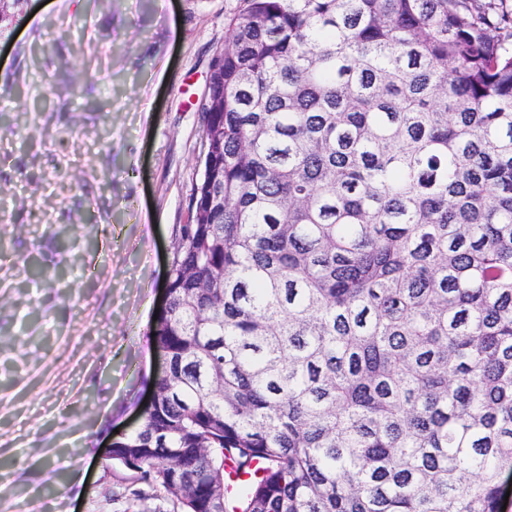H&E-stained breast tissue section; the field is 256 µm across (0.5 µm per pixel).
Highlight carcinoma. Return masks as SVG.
I'll return each mask as SVG.
<instances>
[{
    "label": "carcinoma",
    "instance_id": "cac0c4a2",
    "mask_svg": "<svg viewBox=\"0 0 512 512\" xmlns=\"http://www.w3.org/2000/svg\"><path fill=\"white\" fill-rule=\"evenodd\" d=\"M182 226L141 479L207 512H502L512 470V9L241 0Z\"/></svg>",
    "mask_w": 512,
    "mask_h": 512
}]
</instances>
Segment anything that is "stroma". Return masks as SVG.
<instances>
[{
	"mask_svg": "<svg viewBox=\"0 0 512 512\" xmlns=\"http://www.w3.org/2000/svg\"><path fill=\"white\" fill-rule=\"evenodd\" d=\"M238 0H0V512H177L109 465Z\"/></svg>",
	"mask_w": 512,
	"mask_h": 512,
	"instance_id": "35a3bbf8",
	"label": "stroma"
}]
</instances>
